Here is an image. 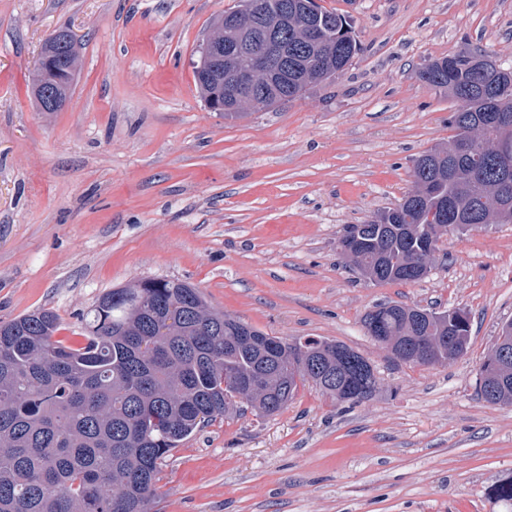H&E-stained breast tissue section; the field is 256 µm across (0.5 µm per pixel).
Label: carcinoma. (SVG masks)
Instances as JSON below:
<instances>
[{
  "label": "carcinoma",
  "instance_id": "obj_1",
  "mask_svg": "<svg viewBox=\"0 0 512 512\" xmlns=\"http://www.w3.org/2000/svg\"><path fill=\"white\" fill-rule=\"evenodd\" d=\"M249 0L216 15L212 33L229 36L230 19L246 20ZM288 78L281 102L301 97L299 76L315 86L335 78L358 51L349 16L323 8L299 10L288 28ZM48 63L31 77L34 100L50 91L58 108L69 99L78 52L43 43ZM420 77L448 92L456 108L453 136L413 164L414 189L400 211L378 213L344 231L368 241L344 256L376 283H415L429 274L433 254L422 246L424 225L442 223V204L455 203L465 223L511 224L499 207L500 176L511 169L512 72L482 50L467 47L425 64ZM205 103L224 99L208 65L194 66ZM486 112L506 120L491 123ZM470 135L482 154L458 157ZM410 308L383 303L363 316L369 336L389 341L399 361L436 365L463 356L471 328L448 336V319L431 313L417 323ZM59 318L38 310L0 325V512H148L160 461L198 428L245 404L259 417L288 406L298 383L310 381L336 401L370 398L377 383L346 379L355 371L336 358V343L307 339L295 346L211 309L189 282L146 279L103 294L84 316V344L55 338ZM424 345L431 361L401 349ZM481 399L512 405V362L498 372L481 364Z\"/></svg>",
  "mask_w": 512,
  "mask_h": 512
}]
</instances>
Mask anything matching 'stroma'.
Wrapping results in <instances>:
<instances>
[{"mask_svg": "<svg viewBox=\"0 0 512 512\" xmlns=\"http://www.w3.org/2000/svg\"><path fill=\"white\" fill-rule=\"evenodd\" d=\"M237 0H0V323L37 309L82 342L80 314L148 278L292 343L324 338L372 365L356 405L303 382L271 417L236 411L159 465L151 512H512V405L477 394L512 320V224L445 234L428 276L364 278L337 244L396 206L413 161L446 145L447 92L419 72L471 45L512 69V0H318L359 51L297 100L224 118L193 76L210 19ZM69 28L79 72L57 112L29 79ZM471 317L466 354L393 359L362 318L381 303Z\"/></svg>", "mask_w": 512, "mask_h": 512, "instance_id": "35a3bbf8", "label": "stroma"}]
</instances>
